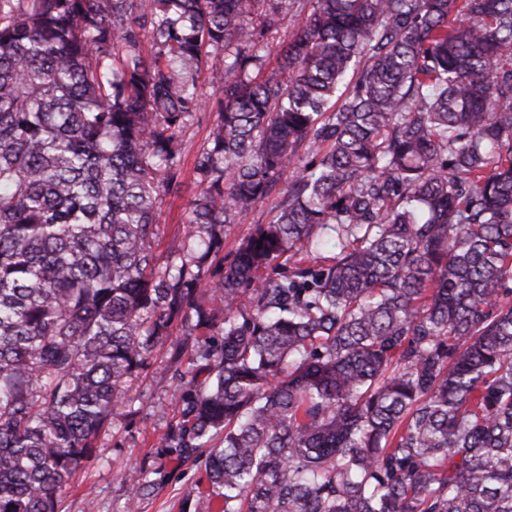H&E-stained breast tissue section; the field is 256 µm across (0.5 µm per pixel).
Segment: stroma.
Instances as JSON below:
<instances>
[{
  "instance_id": "35a3bbf8",
  "label": "stroma",
  "mask_w": 512,
  "mask_h": 512,
  "mask_svg": "<svg viewBox=\"0 0 512 512\" xmlns=\"http://www.w3.org/2000/svg\"><path fill=\"white\" fill-rule=\"evenodd\" d=\"M198 86L207 105L182 134L181 189L161 204L158 251L164 256L177 250L186 235L184 219L199 191L194 158L217 118L222 96L210 71H202ZM183 341L181 328H174L166 345L153 351L146 368L127 381L126 400L97 441L99 458L77 473L61 499V512H125L128 490L141 485L148 491L140 512H223L224 500L211 488L203 465L182 462L159 441L179 418L177 387L182 380L198 377L206 365L200 348L190 351L189 361L173 363L171 356Z\"/></svg>"
}]
</instances>
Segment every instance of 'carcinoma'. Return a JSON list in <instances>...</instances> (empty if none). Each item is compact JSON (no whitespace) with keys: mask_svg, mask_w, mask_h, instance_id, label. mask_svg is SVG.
Wrapping results in <instances>:
<instances>
[{"mask_svg":"<svg viewBox=\"0 0 512 512\" xmlns=\"http://www.w3.org/2000/svg\"><path fill=\"white\" fill-rule=\"evenodd\" d=\"M179 324L161 441L224 512H512V0H0V512H58ZM198 86L207 105L194 114L182 134L181 152L184 167L181 189L176 196H167L161 203V213L157 223L159 224L157 250L163 258L177 250L186 235L188 224H184L183 220L187 216L190 202L199 192L193 176L194 158L207 140L210 128L217 118L218 101L222 97L219 86L212 83L211 72L208 70L200 74ZM290 173L291 172L288 171L283 175L276 191L273 192L271 198L267 201L266 204L256 208L252 213L243 219L238 220L236 224L231 225V227L228 229L226 237L224 238L223 251L216 258H212L213 261L211 264V271H219L222 269L225 262L222 261V257L227 256L236 248L240 239H242L251 231V228L254 224H267L274 217L275 210L273 207L275 202L280 199L278 192H282L284 187L288 185V178L290 177Z\"/></svg>","mask_w":512,"mask_h":512,"instance_id":"obj_1","label":"carcinoma"}]
</instances>
